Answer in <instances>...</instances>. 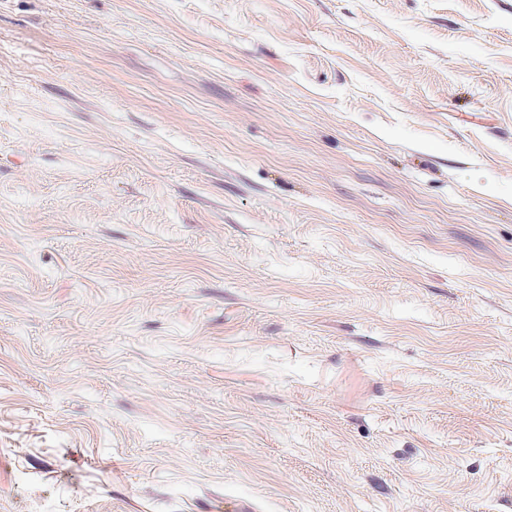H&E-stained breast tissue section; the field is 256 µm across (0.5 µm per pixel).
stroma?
Returning a JSON list of instances; mask_svg holds the SVG:
<instances>
[{
	"mask_svg": "<svg viewBox=\"0 0 512 512\" xmlns=\"http://www.w3.org/2000/svg\"><path fill=\"white\" fill-rule=\"evenodd\" d=\"M512 512V0H0V512Z\"/></svg>",
	"mask_w": 512,
	"mask_h": 512,
	"instance_id": "stroma-1",
	"label": "stroma"
}]
</instances>
